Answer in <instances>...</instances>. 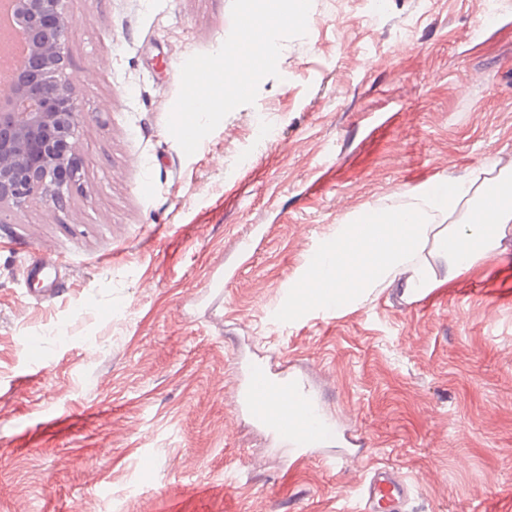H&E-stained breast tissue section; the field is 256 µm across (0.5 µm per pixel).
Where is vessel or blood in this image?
<instances>
[{"mask_svg": "<svg viewBox=\"0 0 512 512\" xmlns=\"http://www.w3.org/2000/svg\"><path fill=\"white\" fill-rule=\"evenodd\" d=\"M25 282L38 299L50 300L63 288L57 269L33 259L25 267ZM234 404L277 445L288 448L294 464L328 455L331 447L355 448L358 456L369 450L353 423L329 415L321 398L302 377L276 372L263 360H248L236 382ZM414 485L388 466L369 470L360 488L355 512H406Z\"/></svg>", "mask_w": 512, "mask_h": 512, "instance_id": "b4317fda", "label": "vessel or blood"}]
</instances>
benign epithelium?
Masks as SVG:
<instances>
[{
  "label": "benign epithelium",
  "instance_id": "7a95c632",
  "mask_svg": "<svg viewBox=\"0 0 512 512\" xmlns=\"http://www.w3.org/2000/svg\"><path fill=\"white\" fill-rule=\"evenodd\" d=\"M32 44L15 82L0 89V205L40 201L62 209L80 159L75 137L86 120L63 79V46L73 21L62 0H15Z\"/></svg>",
  "mask_w": 512,
  "mask_h": 512
}]
</instances>
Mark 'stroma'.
<instances>
[{
    "label": "stroma",
    "instance_id": "stroma-1",
    "mask_svg": "<svg viewBox=\"0 0 512 512\" xmlns=\"http://www.w3.org/2000/svg\"><path fill=\"white\" fill-rule=\"evenodd\" d=\"M231 6L63 0L83 163L66 210L0 207V512H348L375 464L415 483L408 512H512V223L454 278L424 250L440 284L420 306L396 280L282 316L334 225L512 157V0L483 25V0H389L373 21L312 0L277 76L188 157L177 64L221 47ZM40 249L64 261L50 301L22 276ZM241 354L307 377L370 455L290 467L230 401Z\"/></svg>",
    "mask_w": 512,
    "mask_h": 512
}]
</instances>
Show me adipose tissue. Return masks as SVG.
I'll list each match as a JSON object with an SVG mask.
<instances>
[{
  "label": "adipose tissue",
  "mask_w": 512,
  "mask_h": 512,
  "mask_svg": "<svg viewBox=\"0 0 512 512\" xmlns=\"http://www.w3.org/2000/svg\"><path fill=\"white\" fill-rule=\"evenodd\" d=\"M511 223L512 160L451 184H422L404 203L361 210L320 240L289 286L288 314L347 309L397 279L407 294L426 295L438 285L435 272L413 257L427 243L455 277L495 251L500 227Z\"/></svg>",
  "instance_id": "adipose-tissue-1"
}]
</instances>
